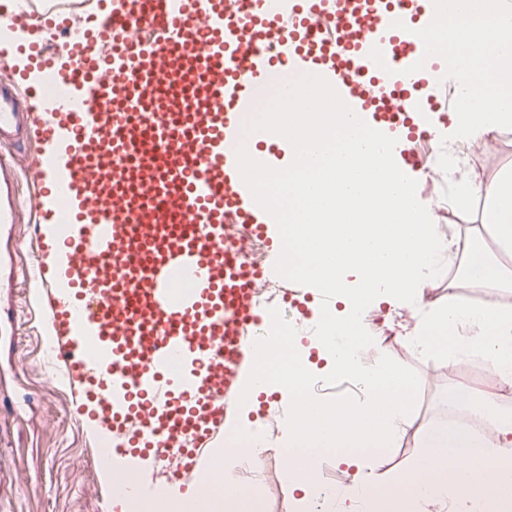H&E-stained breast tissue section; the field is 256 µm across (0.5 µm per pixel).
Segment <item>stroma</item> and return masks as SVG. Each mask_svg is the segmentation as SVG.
I'll return each instance as SVG.
<instances>
[{
	"label": "stroma",
	"mask_w": 512,
	"mask_h": 512,
	"mask_svg": "<svg viewBox=\"0 0 512 512\" xmlns=\"http://www.w3.org/2000/svg\"><path fill=\"white\" fill-rule=\"evenodd\" d=\"M443 146L464 159L451 175L455 181L472 175L477 166L491 176L512 165V131L495 134L490 150L475 154L469 146L433 138V149ZM31 194L29 181H22L20 222L0 233V248L12 252L15 267L14 275L0 279V512H120L112 498L96 490L102 475L97 455L111 447L110 435L85 422L78 412L80 389L62 384L63 368L45 350L46 312L60 294L55 289L33 294L24 283L38 246ZM366 316L377 341L366 351L369 364L386 354L414 369L420 379L421 401L402 422L395 446L369 458L385 472L408 463L417 452L420 430L447 415L449 387L466 384L484 392L494 375L478 358L450 369L421 357L406 339L415 325L407 309L384 303L369 307ZM286 458L283 450L269 449L256 467L240 474L241 489L259 492L265 512H302L299 494L286 478Z\"/></svg>",
	"instance_id": "stroma-1"
}]
</instances>
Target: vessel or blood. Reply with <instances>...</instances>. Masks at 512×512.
Masks as SVG:
<instances>
[{"label": "vessel or blood", "mask_w": 512, "mask_h": 512, "mask_svg": "<svg viewBox=\"0 0 512 512\" xmlns=\"http://www.w3.org/2000/svg\"><path fill=\"white\" fill-rule=\"evenodd\" d=\"M135 24L85 11L66 65L33 48L50 90L19 92L0 77V145L37 136L26 162L0 156V226L17 223L21 176L43 237L36 281L65 258L70 289L47 316L56 356L80 386V413L112 430L124 452L182 446L177 481L206 491L199 465L223 434L245 384L259 325L253 284L224 226L263 231L237 168L238 119L270 68L326 78L370 126L404 131L417 168L424 103L406 68L432 0H139ZM152 38L131 52L132 27ZM380 48L386 65L369 57Z\"/></svg>", "instance_id": "vessel-or-blood-1"}]
</instances>
